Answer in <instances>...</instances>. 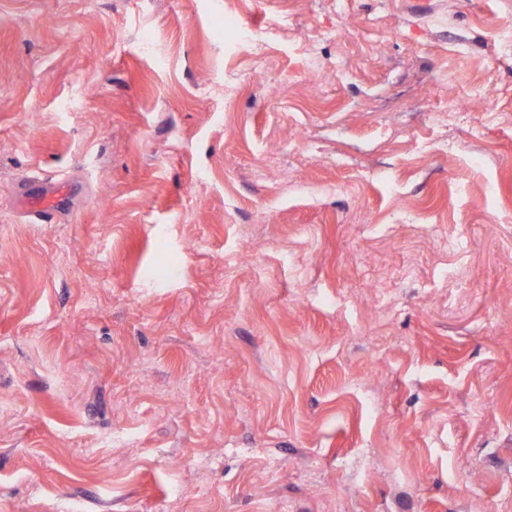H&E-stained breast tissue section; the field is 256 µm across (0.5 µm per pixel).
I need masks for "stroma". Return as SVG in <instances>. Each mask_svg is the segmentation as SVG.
<instances>
[{
	"label": "stroma",
	"instance_id": "1",
	"mask_svg": "<svg viewBox=\"0 0 512 512\" xmlns=\"http://www.w3.org/2000/svg\"><path fill=\"white\" fill-rule=\"evenodd\" d=\"M510 28L0 0V512H512ZM69 186L58 182L53 187L39 183L35 188H28L21 197L20 203L38 218L48 217L50 222L54 219L61 201L68 195Z\"/></svg>",
	"mask_w": 512,
	"mask_h": 512
}]
</instances>
